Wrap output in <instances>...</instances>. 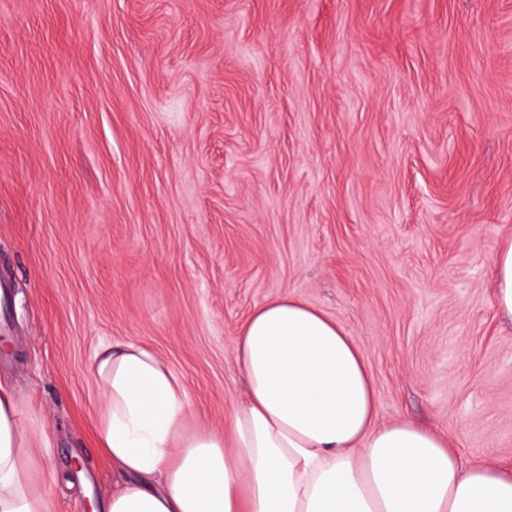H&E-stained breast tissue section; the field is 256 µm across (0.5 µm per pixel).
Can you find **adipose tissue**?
I'll return each instance as SVG.
<instances>
[{
  "label": "adipose tissue",
  "mask_w": 512,
  "mask_h": 512,
  "mask_svg": "<svg viewBox=\"0 0 512 512\" xmlns=\"http://www.w3.org/2000/svg\"><path fill=\"white\" fill-rule=\"evenodd\" d=\"M492 267L496 310L512 320V238ZM233 342L248 390L220 435L188 429L183 386L152 349L97 353V443L123 477L101 512H512L511 466L467 464L446 435L379 422L360 348L321 310L276 298ZM30 432L0 379V512H50Z\"/></svg>",
  "instance_id": "ef3b65f1"
}]
</instances>
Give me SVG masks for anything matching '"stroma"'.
<instances>
[{"mask_svg":"<svg viewBox=\"0 0 512 512\" xmlns=\"http://www.w3.org/2000/svg\"><path fill=\"white\" fill-rule=\"evenodd\" d=\"M511 236L512 0H0V377L50 512L120 480L103 345L154 349L220 434L280 296L353 337L380 421L511 465ZM492 267L497 313L512 320V237L495 250Z\"/></svg>","mask_w":512,"mask_h":512,"instance_id":"35a3bbf8","label":"stroma"}]
</instances>
